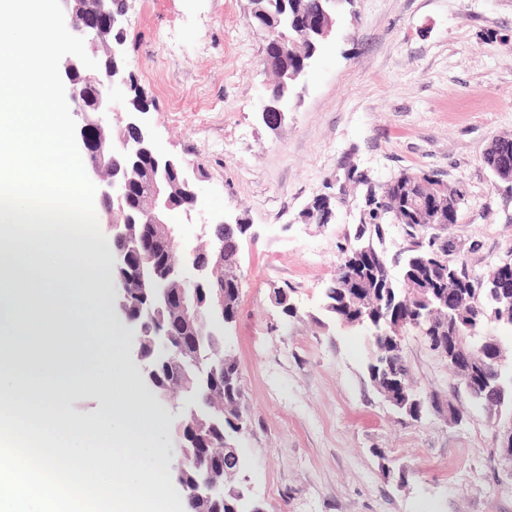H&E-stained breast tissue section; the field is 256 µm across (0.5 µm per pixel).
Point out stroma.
<instances>
[{
	"instance_id": "obj_1",
	"label": "stroma",
	"mask_w": 512,
	"mask_h": 512,
	"mask_svg": "<svg viewBox=\"0 0 512 512\" xmlns=\"http://www.w3.org/2000/svg\"><path fill=\"white\" fill-rule=\"evenodd\" d=\"M250 0H126L124 50L158 145L189 162L198 199L185 244L224 212L241 238L239 312L224 351L241 372L248 428L237 439L264 512H512V465L483 406L417 331L403 348L437 403L415 422L370 381L367 333L324 313L341 248L370 199L401 173L428 172L463 200L447 239L470 274L512 260V181L483 155L512 135V0H355L340 13L279 128L259 112L273 77ZM331 196L334 218L304 209ZM284 290L294 307L274 303ZM106 350L139 369L135 330L88 319ZM463 415L448 419L449 407Z\"/></svg>"
}]
</instances>
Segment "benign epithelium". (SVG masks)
<instances>
[{"label":"benign epithelium","mask_w":512,"mask_h":512,"mask_svg":"<svg viewBox=\"0 0 512 512\" xmlns=\"http://www.w3.org/2000/svg\"><path fill=\"white\" fill-rule=\"evenodd\" d=\"M61 2L69 17L72 33L84 38L86 52L98 62V68L91 70L71 55L63 63V73L75 112L83 116L78 135L83 152L88 155L85 168L95 181L112 224V279L119 285V294L112 305L128 323L137 326V357L142 362L139 376L159 399L165 400L175 388L158 387L157 376L159 368L173 362L172 339L182 337L180 353L187 363L197 364L199 330L214 319L221 321L223 326L228 324L224 320V285L209 290L206 285L213 278L238 281L241 268L224 264V234L221 232L208 235L206 246L193 247L188 251L180 248V233L170 221L171 214L175 212L172 194L176 187L167 173H181L182 183L190 196V209L197 200L196 182L190 177L183 159L163 154L155 147L143 119L148 108H129L120 117L121 134H112V125L106 120L108 114L116 111L111 92L127 84L130 77L126 66L114 65L116 61H125L122 40L125 13L115 8L114 0ZM334 25L332 16L326 12L307 22L308 28L315 30L323 42L331 36ZM286 112L288 100L281 96L261 105L262 120L269 127L280 126ZM134 191L139 196L141 237L147 245L155 244L169 256L168 269L160 277L157 287L151 289V299L137 310L132 305L130 256L125 248L128 229L125 222L112 216L113 202H124ZM493 288L496 300L512 307V269L498 276ZM144 336L151 337L152 351L149 353L141 347ZM432 344L449 363L469 366L472 377L466 390L472 393L473 399L482 401V397L475 395V391L482 388L499 394L503 392L502 375L489 367V364L499 362L503 352L496 337L484 336V347L469 352L458 349L440 336L432 337ZM199 413L197 401L184 400L175 417L173 438L179 448V456L171 469L176 473L175 480L184 496L222 498L225 490L224 461L233 459L242 463L244 458L230 443H224L223 450L218 452L208 436L186 428L187 417ZM495 439L501 453L512 461V422L507 429L497 431ZM189 447L193 449L194 460L209 472L206 480L192 488L181 480L185 452Z\"/></svg>","instance_id":"obj_1"}]
</instances>
